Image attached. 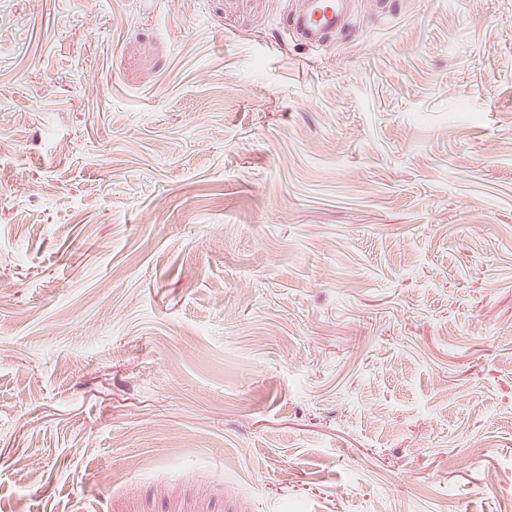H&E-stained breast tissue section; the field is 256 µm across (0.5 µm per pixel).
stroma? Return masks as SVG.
<instances>
[{
    "mask_svg": "<svg viewBox=\"0 0 512 512\" xmlns=\"http://www.w3.org/2000/svg\"><path fill=\"white\" fill-rule=\"evenodd\" d=\"M0 0V512H512V0ZM303 8L292 10L286 19V32L291 31L299 41L314 46L343 27L342 4L346 0H302Z\"/></svg>",
    "mask_w": 512,
    "mask_h": 512,
    "instance_id": "obj_1",
    "label": "stroma"
}]
</instances>
